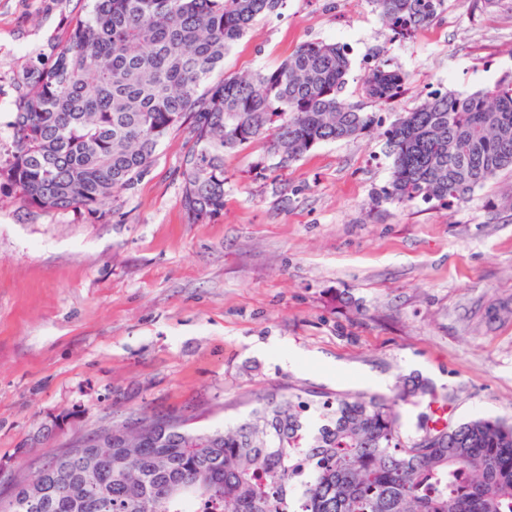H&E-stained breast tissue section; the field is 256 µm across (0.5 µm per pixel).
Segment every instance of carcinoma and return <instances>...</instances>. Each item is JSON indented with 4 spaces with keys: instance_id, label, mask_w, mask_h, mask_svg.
Listing matches in <instances>:
<instances>
[{
    "instance_id": "cac0c4a2",
    "label": "carcinoma",
    "mask_w": 512,
    "mask_h": 512,
    "mask_svg": "<svg viewBox=\"0 0 512 512\" xmlns=\"http://www.w3.org/2000/svg\"><path fill=\"white\" fill-rule=\"evenodd\" d=\"M395 37L432 24L445 0H373ZM286 0H88L47 63L24 75L0 177L25 206L95 211L150 167L189 123L180 175L189 223L224 211V153L258 140L277 167L321 143L383 126L344 96L349 48L304 42L277 68L226 79L224 54ZM402 71L378 63L363 92L386 105ZM390 177L372 201H468L512 171V79L462 95L431 92L384 130ZM428 398L415 432L401 406ZM448 397L419 382L391 397L313 400L271 392L230 429L168 415L112 424L87 465L52 454L19 493L50 490L39 512H512V424L451 425ZM317 414L311 428L305 413Z\"/></svg>"
}]
</instances>
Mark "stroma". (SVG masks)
<instances>
[{"label": "stroma", "mask_w": 512, "mask_h": 512, "mask_svg": "<svg viewBox=\"0 0 512 512\" xmlns=\"http://www.w3.org/2000/svg\"><path fill=\"white\" fill-rule=\"evenodd\" d=\"M85 0H0V135L20 80L64 41ZM348 39L345 94L386 121L431 90L472 93L512 76V0H446L397 38L373 0H287L224 57L232 78L276 68L301 43ZM375 62L403 71L380 108ZM187 131L96 212H45L0 189V499L48 453L128 413L244 421L258 397L391 394L416 376L448 417L512 423V172L470 202L372 204L390 176L382 129L276 169L264 141L224 156V211L189 223ZM264 162V177L254 166ZM407 77L399 69H392L384 63H377L368 69L363 78V92L372 102L386 105L403 91Z\"/></svg>", "instance_id": "obj_1"}]
</instances>
